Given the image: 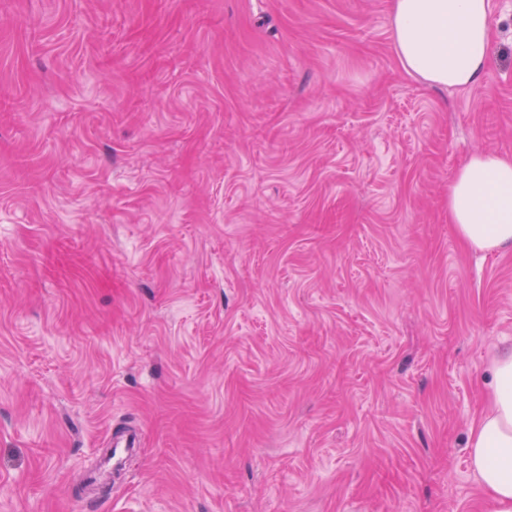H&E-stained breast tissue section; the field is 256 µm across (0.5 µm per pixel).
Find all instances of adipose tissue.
<instances>
[{"instance_id": "1", "label": "adipose tissue", "mask_w": 512, "mask_h": 512, "mask_svg": "<svg viewBox=\"0 0 512 512\" xmlns=\"http://www.w3.org/2000/svg\"><path fill=\"white\" fill-rule=\"evenodd\" d=\"M492 14V0H393L395 53L428 84L475 86L486 73ZM448 217L476 249L512 247V157L470 155L449 189ZM493 373L491 404L472 426L467 448L494 512H512V348L495 357Z\"/></svg>"}]
</instances>
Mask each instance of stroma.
Segmentation results:
<instances>
[{"label": "stroma", "instance_id": "35a3bbf8", "mask_svg": "<svg viewBox=\"0 0 512 512\" xmlns=\"http://www.w3.org/2000/svg\"><path fill=\"white\" fill-rule=\"evenodd\" d=\"M391 8L0 0V512H493L512 249L448 191L512 155V0L465 89ZM489 409L472 426L468 452L494 512H512V348L494 359Z\"/></svg>", "mask_w": 512, "mask_h": 512}]
</instances>
